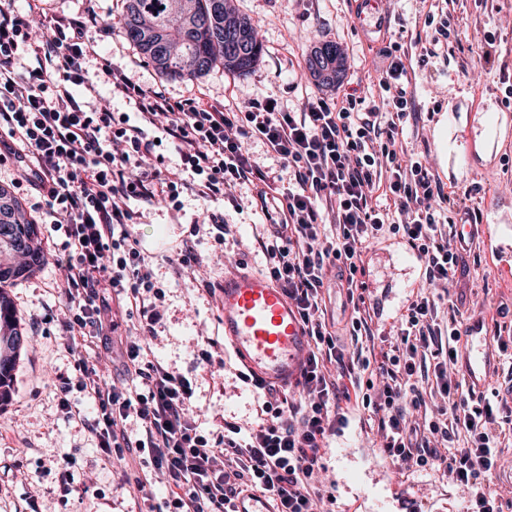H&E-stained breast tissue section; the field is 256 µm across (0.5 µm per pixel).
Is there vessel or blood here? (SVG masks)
I'll return each mask as SVG.
<instances>
[{
  "instance_id": "1",
  "label": "vessel or blood",
  "mask_w": 512,
  "mask_h": 512,
  "mask_svg": "<svg viewBox=\"0 0 512 512\" xmlns=\"http://www.w3.org/2000/svg\"><path fill=\"white\" fill-rule=\"evenodd\" d=\"M499 125L497 113H483L478 134H461L458 150L452 155L453 164L470 169L475 136L495 141ZM221 294L224 335L253 378L275 387L295 382L307 356L309 338L283 288L262 274L244 271L226 275ZM461 341V372L466 386L473 392H483L497 365L485 322L479 318L465 321Z\"/></svg>"
}]
</instances>
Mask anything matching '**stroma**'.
I'll list each match as a JSON object with an SVG mask.
<instances>
[{"mask_svg":"<svg viewBox=\"0 0 512 512\" xmlns=\"http://www.w3.org/2000/svg\"><path fill=\"white\" fill-rule=\"evenodd\" d=\"M123 0H47V13L64 16L87 6L94 7L112 24V40L103 47L114 65L132 73L140 84L166 89L174 97L204 94L245 102L272 95L284 104H296L317 93L325 98L342 94L344 86L358 87L375 96V83L383 66L382 46L394 42L406 54L409 93L420 114L406 131L409 151L424 157L444 192H470L477 220L495 225L512 222V120L497 147L478 148L471 170L462 171L448 159L447 134L436 133L441 116L500 109L505 89L512 86V0H390L384 13V31L363 36L352 14L350 0H236L239 11L259 32L264 53L246 75L214 67L203 77L182 81L161 76L128 40L119 22ZM447 11L458 31L446 53L422 63V43L433 29L428 14ZM495 35L488 52H481L484 33ZM335 42L346 62L342 84L324 86L309 69L315 46ZM253 187L233 189L232 200H217L211 207L223 212L232 232L224 243L213 235L199 237L201 263L194 270L177 272L169 262L196 222L202 221L197 201L187 198L175 211L162 201L141 207L130 232L151 257L157 278L164 285L163 320L158 335L149 339V354L187 376L195 378L194 416L201 426L222 434L225 422L253 420L257 402L251 387L238 380L243 369L224 341L221 297L203 291L204 283L221 284L235 270L263 272L266 258L257 242L264 216L253 204ZM47 262L42 269L19 282L9 293L19 327L26 338L19 354L10 399L0 406V512H149L151 495L165 488L155 476L150 491H138L126 482L127 472L141 469L139 458L106 453L89 428L98 413L86 392L72 388L68 406H61L57 386L61 379L77 380L75 359L65 347L59 325L63 305L52 292L58 275L56 242L62 234L41 228ZM391 239L369 243L363 254L366 273L364 296L375 308L372 327L383 339L393 340L397 320V288L409 282L413 291L426 286L422 268L406 271L391 256ZM440 297H463L464 315L490 318L489 333L512 347V291L488 258L482 239H475L449 285L435 287ZM109 303L102 317L111 324L103 352L106 381L125 387L124 361L128 345L139 338L137 317L115 292L105 290ZM325 318L335 326L346 347L353 305L337 278H329L324 291ZM217 342L223 369L210 373L196 366L208 342ZM353 442L351 452L359 475L351 493L338 497L335 512H373L377 498L398 475L381 455L379 439L365 422L363 409L349 411ZM410 484L432 503L434 512H462L468 496L460 486L429 476H411Z\"/></svg>","mask_w":512,"mask_h":512,"instance_id":"35a3bbf8","label":"stroma"}]
</instances>
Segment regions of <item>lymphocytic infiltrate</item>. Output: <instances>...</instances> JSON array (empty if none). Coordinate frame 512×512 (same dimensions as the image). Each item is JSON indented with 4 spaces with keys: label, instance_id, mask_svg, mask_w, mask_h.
Wrapping results in <instances>:
<instances>
[{
    "label": "lymphocytic infiltrate",
    "instance_id": "lymphocytic-infiltrate-1",
    "mask_svg": "<svg viewBox=\"0 0 512 512\" xmlns=\"http://www.w3.org/2000/svg\"><path fill=\"white\" fill-rule=\"evenodd\" d=\"M111 36V23L88 7L58 18L42 0H28L24 13L0 7V162L13 158L36 222L64 235L53 290L80 386L104 414L91 430L102 447L149 456L165 476L167 495L150 512H234L247 491L269 495L277 512H327L326 440L347 424L351 405L377 422L380 451L398 474L443 473L469 488L471 512H502L489 478L512 418L465 388L459 308L440 317L434 295L417 293L381 353L364 300L353 303L352 334L360 339L353 350L325 320L328 270L356 288L364 248L385 234L416 253L429 284L448 283L463 261L448 226L454 215L471 218L472 209L467 195L443 193L422 157L407 151L404 131L416 114L399 45L380 50L378 100L354 91L336 101L311 94L286 110L268 97L240 105L142 86L100 57L98 46ZM100 83L132 102L134 113L96 105ZM160 135L174 146L180 172L163 168ZM255 140L273 166L249 152ZM242 184L259 201L280 203L264 214L266 273L295 304L313 346L297 401L262 388L256 422L225 423L216 439L197 425L193 382L182 372L145 359L131 343L125 372L143 390L129 393L102 382L91 349L106 336L102 285L135 309L144 336L155 337L161 320L164 290L129 231L135 204L160 197L178 211L184 196L194 197L208 208L206 223L226 236L223 213L209 205Z\"/></svg>",
    "mask_w": 512,
    "mask_h": 512
}]
</instances>
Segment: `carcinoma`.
<instances>
[{
	"label": "carcinoma",
	"instance_id": "1",
	"mask_svg": "<svg viewBox=\"0 0 512 512\" xmlns=\"http://www.w3.org/2000/svg\"><path fill=\"white\" fill-rule=\"evenodd\" d=\"M126 35L159 73L194 80L220 63L247 74L263 54L252 21L233 0H125ZM39 225L23 217L21 203L0 186V405L7 402L23 347L7 287L39 271L46 256L37 246ZM21 256L15 263L11 258Z\"/></svg>",
	"mask_w": 512,
	"mask_h": 512
}]
</instances>
